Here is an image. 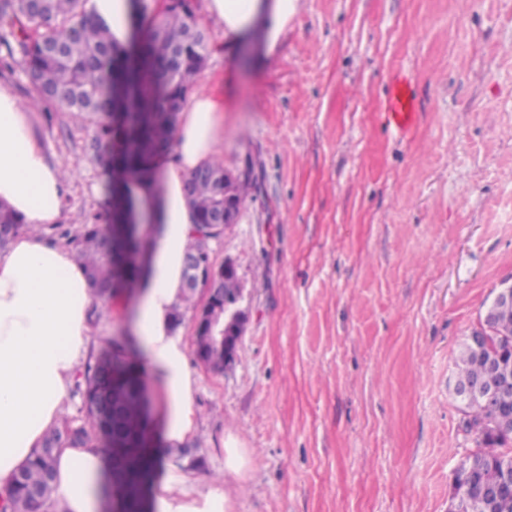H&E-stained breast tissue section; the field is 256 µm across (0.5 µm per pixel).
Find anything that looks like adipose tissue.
<instances>
[{"mask_svg": "<svg viewBox=\"0 0 512 512\" xmlns=\"http://www.w3.org/2000/svg\"><path fill=\"white\" fill-rule=\"evenodd\" d=\"M297 0H205L204 15L224 45L262 36L275 46ZM224 152V105L212 90L192 92L181 110L174 146L156 166L161 189L133 193L158 226L148 273L138 297L136 334L162 382L163 432L168 445L196 427V377L172 309L179 302L184 250L196 222L184 184L199 166ZM69 183L32 133L26 105L0 84V202L25 223H55ZM93 299L71 249L22 233L0 254V503L9 504L15 474L59 425L81 358L92 336ZM109 459L97 441L59 442L54 451L51 499L63 512H100L99 487ZM224 490L192 491L187 476L168 466L158 487L157 512H224Z\"/></svg>", "mask_w": 512, "mask_h": 512, "instance_id": "1", "label": "adipose tissue"}]
</instances>
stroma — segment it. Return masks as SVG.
I'll list each match as a JSON object with an SVG mask.
<instances>
[{
    "mask_svg": "<svg viewBox=\"0 0 512 512\" xmlns=\"http://www.w3.org/2000/svg\"><path fill=\"white\" fill-rule=\"evenodd\" d=\"M407 73L417 122L385 115ZM223 163L253 187L212 245L247 323L234 364H194L203 460L225 512H448L473 449L456 356L512 284V0H298L273 51L212 54ZM72 187L57 231L103 203L93 131L35 112ZM138 301L91 310V350ZM241 448L239 473L224 468Z\"/></svg>",
    "mask_w": 512,
    "mask_h": 512,
    "instance_id": "35a3bbf8",
    "label": "stroma"
}]
</instances>
